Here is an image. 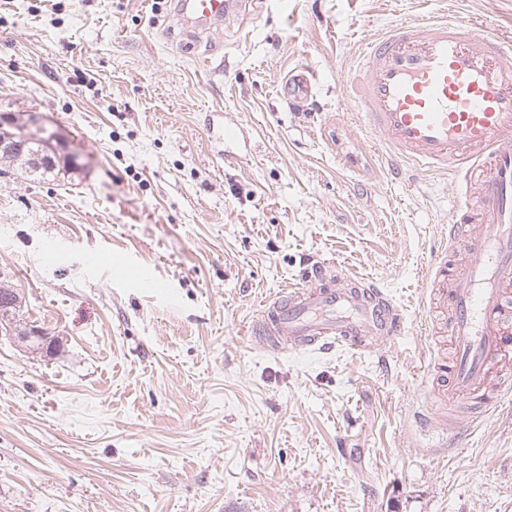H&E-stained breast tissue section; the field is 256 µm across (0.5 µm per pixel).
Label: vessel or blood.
I'll return each mask as SVG.
<instances>
[{
  "label": "vessel or blood",
  "mask_w": 512,
  "mask_h": 512,
  "mask_svg": "<svg viewBox=\"0 0 512 512\" xmlns=\"http://www.w3.org/2000/svg\"><path fill=\"white\" fill-rule=\"evenodd\" d=\"M178 2L180 24L194 33L249 8V0ZM342 83L368 144L445 176L454 200L447 244L462 254L427 263L422 275L426 321L447 336L451 358H431L428 407L416 421L441 437L440 409L464 404L483 415L512 375V42L463 16L396 23L364 38ZM279 94L303 111L311 82L289 75ZM404 331L383 288L319 261L267 298L245 334L273 352L360 355Z\"/></svg>",
  "instance_id": "vessel-or-blood-1"
}]
</instances>
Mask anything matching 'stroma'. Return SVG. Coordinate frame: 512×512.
Listing matches in <instances>:
<instances>
[{"label": "stroma", "instance_id": "1", "mask_svg": "<svg viewBox=\"0 0 512 512\" xmlns=\"http://www.w3.org/2000/svg\"><path fill=\"white\" fill-rule=\"evenodd\" d=\"M169 12L0 0V118L75 160L0 175V276L52 339L0 334V512H512V388L447 447L413 424L446 180L392 174L341 95L369 33L437 14L512 37V0H256L197 40ZM299 67L317 96L293 112ZM310 258L386 288L405 336L251 345ZM279 94L288 101V106L292 111L303 112L305 102L312 95L310 79L303 72L292 73L281 84Z\"/></svg>", "mask_w": 512, "mask_h": 512}]
</instances>
